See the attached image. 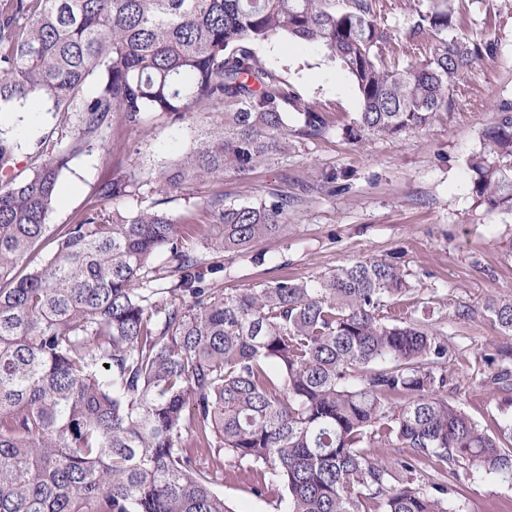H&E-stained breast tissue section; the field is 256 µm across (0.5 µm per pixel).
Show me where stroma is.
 Listing matches in <instances>:
<instances>
[{"label": "stroma", "instance_id": "stroma-1", "mask_svg": "<svg viewBox=\"0 0 512 512\" xmlns=\"http://www.w3.org/2000/svg\"><path fill=\"white\" fill-rule=\"evenodd\" d=\"M484 12L475 10L455 32L468 39L488 32L497 40L495 58L479 62L458 79L461 93L449 111L429 124L397 136H366L352 141L344 128L355 121L360 100L348 73L320 48L296 40L255 46L265 66L306 103L325 110L329 127L319 137L293 135L296 113L282 149L248 175H225L212 183L169 195L166 210L194 218L204 197L220 193L225 204L290 199L288 228L244 253L218 257L217 287L245 291L283 277L310 278L365 260L397 264L413 287L401 301L403 316L425 322L442 334L448 355L442 368L448 384L442 395L461 406L484 429L497 430L512 415V390L493 388L499 364L492 344L512 345L486 306L512 301V212L488 211L472 193L468 160L480 148L483 130L493 121L499 100H512V23L485 30ZM58 126L54 114L26 115L24 128L14 117L0 119V131L19 137L21 166L32 165L40 137ZM102 126L89 147L70 157L59 180L50 229L74 223L91 202L94 187L115 169L131 173L143 194L126 208L148 204L158 172L191 146L189 121L146 114L142 134L123 140L112 152ZM335 182H327L328 174ZM248 463L227 467L218 490L236 512H277L273 498H256ZM461 485L465 512H512V486L464 471L449 473Z\"/></svg>", "mask_w": 512, "mask_h": 512}]
</instances>
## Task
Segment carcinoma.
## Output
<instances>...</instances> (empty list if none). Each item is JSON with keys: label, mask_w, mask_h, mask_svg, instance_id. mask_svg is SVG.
<instances>
[{"label": "carcinoma", "mask_w": 512, "mask_h": 512, "mask_svg": "<svg viewBox=\"0 0 512 512\" xmlns=\"http://www.w3.org/2000/svg\"><path fill=\"white\" fill-rule=\"evenodd\" d=\"M0 0V112L51 105L79 136L39 139L40 162L0 138V512H235L216 490L224 457L252 466L281 512H463L462 469L512 485V420L490 433L443 399L442 336L396 322L406 274L382 260L307 280L224 292L197 251L244 252L280 235L288 197L203 201V219L161 208L185 186L245 176L323 111L285 86L253 46L292 38L340 61L361 102L346 135L395 136L452 106L463 72L498 50L459 40L462 0ZM218 103L234 110L212 112ZM195 119L192 147L161 170L150 205L116 170L73 224L46 235L59 178L117 114ZM472 193L512 210V100L468 162ZM47 246L49 257L37 259ZM487 310L512 334V301ZM404 448L392 461L380 454ZM405 3V7L396 15L390 16L388 24L392 32V38L394 41H402L405 39L406 34L409 31L410 26L413 24L414 16L413 11L418 3L417 0H401Z\"/></svg>", "instance_id": "obj_1"}]
</instances>
